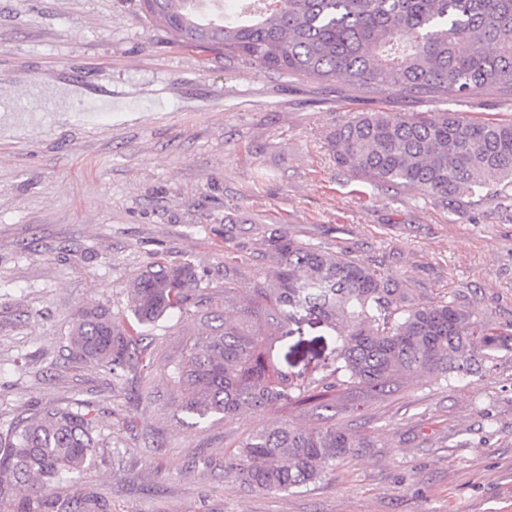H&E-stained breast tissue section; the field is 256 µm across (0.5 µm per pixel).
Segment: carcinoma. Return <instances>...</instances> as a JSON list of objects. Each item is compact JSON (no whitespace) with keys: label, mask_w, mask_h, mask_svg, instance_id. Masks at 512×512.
<instances>
[{"label":"carcinoma","mask_w":512,"mask_h":512,"mask_svg":"<svg viewBox=\"0 0 512 512\" xmlns=\"http://www.w3.org/2000/svg\"><path fill=\"white\" fill-rule=\"evenodd\" d=\"M140 0L145 17L170 41L224 53L284 77L342 81L354 96L438 103L449 98H512V0ZM336 164L380 187L419 190L446 209L488 193L512 196V121L458 112H361L331 135ZM247 299L238 270L224 265V296L203 294L190 262L160 263L129 284L124 313L86 308L72 321L70 350L110 370L149 372L142 342L177 313L198 316L171 370L179 410L228 422L277 406L317 412L253 430L236 444L224 476L270 493L316 482L372 442L336 423L338 399L370 400L428 374L469 373L494 352L512 349V326L483 325L454 296L413 302L403 282L350 255L280 234ZM301 312L336 332L340 345L318 377L288 371L276 351ZM99 441L87 415L44 409L19 418L0 444V501L12 512H45L49 488L82 471ZM70 512H111L94 492Z\"/></svg>","instance_id":"cac0c4a2"}]
</instances>
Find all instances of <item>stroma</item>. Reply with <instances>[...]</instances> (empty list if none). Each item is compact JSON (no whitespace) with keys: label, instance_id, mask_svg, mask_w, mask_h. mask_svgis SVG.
Returning <instances> with one entry per match:
<instances>
[{"label":"stroma","instance_id":"stroma-1","mask_svg":"<svg viewBox=\"0 0 512 512\" xmlns=\"http://www.w3.org/2000/svg\"><path fill=\"white\" fill-rule=\"evenodd\" d=\"M59 86L73 94L66 115L0 131V437L19 417L68 406L101 438L90 466L51 491L49 512L88 488L112 512H512V351L378 400L344 396L342 423L374 447L270 494L225 479L224 461L281 409L197 424L178 409L169 372L195 318L171 316L147 337L150 372L115 374L68 349L78 309H127L129 282L161 259L192 262L217 297L232 261L247 296L279 233L405 279L416 301L461 293L479 321L512 324L511 202L446 210L336 164L337 124L427 104L366 101L339 81L172 43L139 0H0V109ZM336 346L304 318L279 357L316 376Z\"/></svg>","mask_w":512,"mask_h":512}]
</instances>
